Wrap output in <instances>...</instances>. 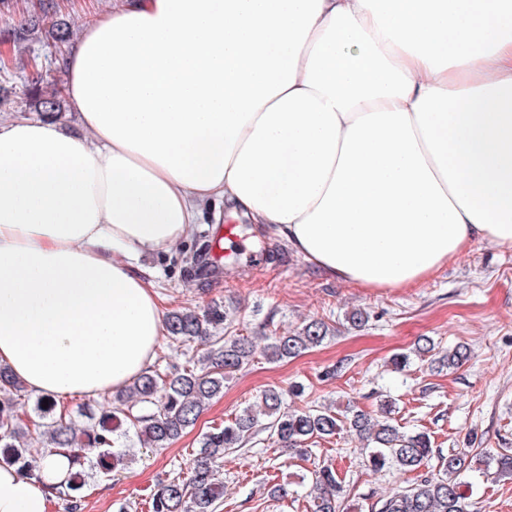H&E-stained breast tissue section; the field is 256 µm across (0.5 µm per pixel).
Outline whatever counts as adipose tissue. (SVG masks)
Masks as SVG:
<instances>
[{"label": "adipose tissue", "instance_id": "obj_1", "mask_svg": "<svg viewBox=\"0 0 512 512\" xmlns=\"http://www.w3.org/2000/svg\"><path fill=\"white\" fill-rule=\"evenodd\" d=\"M58 65L80 133L0 123V366L57 405L148 370L135 262L205 209L363 288L512 248V0H114ZM70 469L0 467V512Z\"/></svg>", "mask_w": 512, "mask_h": 512}]
</instances>
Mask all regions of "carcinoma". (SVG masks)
Here are the masks:
<instances>
[{
    "label": "carcinoma",
    "mask_w": 512,
    "mask_h": 512,
    "mask_svg": "<svg viewBox=\"0 0 512 512\" xmlns=\"http://www.w3.org/2000/svg\"><path fill=\"white\" fill-rule=\"evenodd\" d=\"M9 0H0V42L12 45L39 30L56 8L54 0H37L27 17L14 21L1 9ZM53 46L70 41V27L62 19L51 22L48 30ZM45 75L27 81L23 103L30 112L43 118L59 119L64 97L44 91ZM213 241L203 233L195 237L192 251L183 259V274L201 278L208 272V255ZM166 331L175 344L197 343L204 353L168 364L160 370L152 367L122 389L112 393L107 408L90 414L88 423L76 427L73 418L63 419L54 401L42 407L43 398L34 403L39 423L28 427L21 414L26 408L25 386L9 371L0 368V464L16 466L24 474L37 478L40 463L29 459L18 444L25 439L41 448L40 458L66 450L73 461L66 485L56 488L55 498L65 512H81L78 491L89 476L86 466L96 462L95 477H112V471L132 461L129 451L117 449L120 439L133 433L142 448L163 449L193 427L209 402L224 389V381L250 364L257 353L272 360L296 358L321 345L328 326L311 319L302 327L270 337L260 348L256 341L233 333L229 310L213 304L203 311L176 310L165 318ZM415 356L428 358L436 369H450L468 360V348L458 345L442 350L426 338L417 345ZM395 405L386 400L378 410L368 412L330 406L290 409L284 393L272 388L263 394L259 408L247 406L224 425L206 432L186 475L161 481L148 501V512H215L224 499V481L219 469L228 452L244 448L258 430L268 433L272 443L305 455L304 445L315 438L333 437L346 431L362 444L368 467L379 471L394 468L415 477L381 500L379 512H467L472 483L467 474L473 470V456L467 448H450L448 453L433 447L425 431L405 434L394 424ZM478 466L494 470L495 477L512 479V448L486 451ZM343 480L332 464L315 471L310 498L311 512H342L340 494Z\"/></svg>",
    "instance_id": "carcinoma-1"
}]
</instances>
